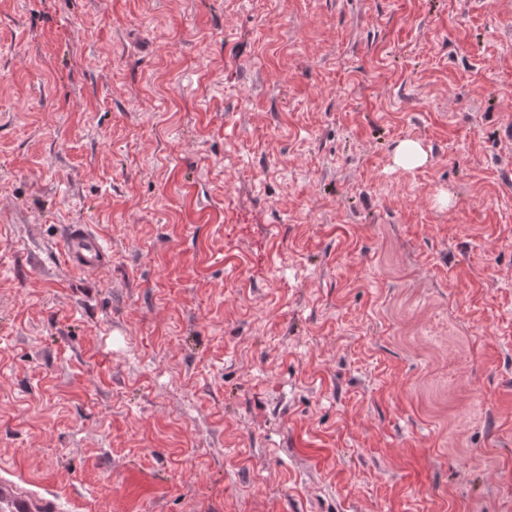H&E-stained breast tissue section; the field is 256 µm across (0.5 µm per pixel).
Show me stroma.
Here are the masks:
<instances>
[{
    "label": "stroma",
    "instance_id": "stroma-1",
    "mask_svg": "<svg viewBox=\"0 0 512 512\" xmlns=\"http://www.w3.org/2000/svg\"><path fill=\"white\" fill-rule=\"evenodd\" d=\"M1 468L512 512V0H0ZM426 161V154L415 141L402 142L395 156V162L402 167H418ZM62 247L65 263L76 271L99 269L110 258L105 242L83 224L69 226Z\"/></svg>",
    "mask_w": 512,
    "mask_h": 512
}]
</instances>
